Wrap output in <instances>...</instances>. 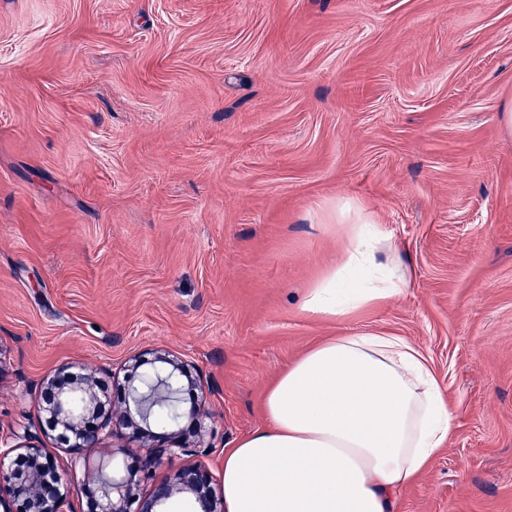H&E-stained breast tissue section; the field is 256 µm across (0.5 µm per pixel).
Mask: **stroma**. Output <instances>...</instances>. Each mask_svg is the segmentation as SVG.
Here are the masks:
<instances>
[{
    "instance_id": "1",
    "label": "stroma",
    "mask_w": 512,
    "mask_h": 512,
    "mask_svg": "<svg viewBox=\"0 0 512 512\" xmlns=\"http://www.w3.org/2000/svg\"><path fill=\"white\" fill-rule=\"evenodd\" d=\"M512 0H0V435L68 364L121 404L163 347L206 462L332 336H399L456 411L400 512H512ZM350 202L410 286L304 310ZM130 440L86 448L114 478Z\"/></svg>"
}]
</instances>
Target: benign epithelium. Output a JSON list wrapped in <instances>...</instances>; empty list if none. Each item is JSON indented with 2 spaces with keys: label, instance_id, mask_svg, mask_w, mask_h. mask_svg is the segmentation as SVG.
Segmentation results:
<instances>
[{
  "label": "benign epithelium",
  "instance_id": "7a95c632",
  "mask_svg": "<svg viewBox=\"0 0 512 512\" xmlns=\"http://www.w3.org/2000/svg\"><path fill=\"white\" fill-rule=\"evenodd\" d=\"M158 363L155 370H144L128 381L125 407L90 419L91 406H99L97 394L86 383L71 382L68 368L57 369L46 378L41 390L40 409L50 415L56 441L69 452L96 448L109 435L127 436L142 443L145 455L132 472L112 482L101 481L89 472L85 486V512H171L172 502L183 495L191 512H221L212 487L215 478L203 463L178 469L173 477L154 481L155 469L180 455H194L200 447L202 420L207 416L205 396L198 395L193 405L180 408L172 424L150 419L157 402L180 395L188 386L203 391L198 373L172 353L150 350ZM194 419V436L182 433L185 417ZM18 504L16 512H70L69 482L57 456L45 448L37 433L26 426L10 438L0 437V504L3 496Z\"/></svg>",
  "mask_w": 512,
  "mask_h": 512
}]
</instances>
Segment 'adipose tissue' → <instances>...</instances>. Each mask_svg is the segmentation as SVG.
<instances>
[{"label":"adipose tissue","mask_w":512,"mask_h":512,"mask_svg":"<svg viewBox=\"0 0 512 512\" xmlns=\"http://www.w3.org/2000/svg\"><path fill=\"white\" fill-rule=\"evenodd\" d=\"M400 248L359 215L305 310L333 317L403 292ZM264 427L224 451V512H397L445 448L455 408L422 352L398 336L322 341L268 385Z\"/></svg>","instance_id":"1"}]
</instances>
